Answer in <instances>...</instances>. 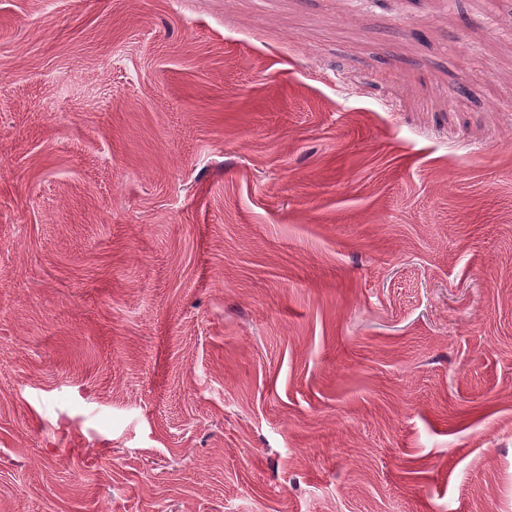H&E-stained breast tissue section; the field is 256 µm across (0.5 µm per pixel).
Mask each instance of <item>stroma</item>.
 Instances as JSON below:
<instances>
[{
    "mask_svg": "<svg viewBox=\"0 0 512 512\" xmlns=\"http://www.w3.org/2000/svg\"><path fill=\"white\" fill-rule=\"evenodd\" d=\"M0 512H512V0H0Z\"/></svg>",
    "mask_w": 512,
    "mask_h": 512,
    "instance_id": "1",
    "label": "stroma"
}]
</instances>
